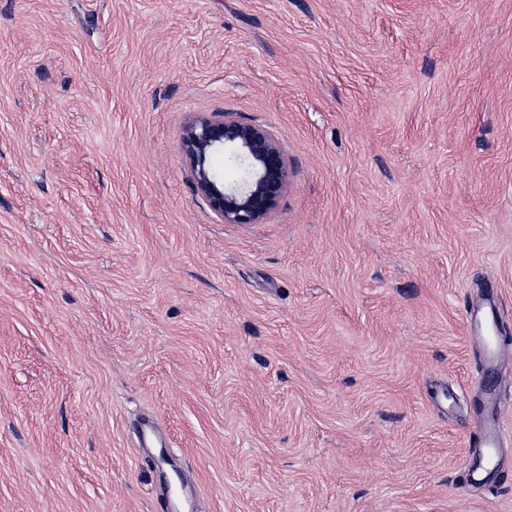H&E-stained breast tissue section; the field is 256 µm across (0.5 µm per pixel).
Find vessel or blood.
<instances>
[{
  "label": "vessel or blood",
  "mask_w": 512,
  "mask_h": 512,
  "mask_svg": "<svg viewBox=\"0 0 512 512\" xmlns=\"http://www.w3.org/2000/svg\"><path fill=\"white\" fill-rule=\"evenodd\" d=\"M465 318L468 335L478 349L479 371L485 384L483 398L472 412L467 481L472 488L488 490L501 483L499 448L512 443V427L504 420L506 408L512 406V393L494 381L501 370L498 332L504 322V309L493 288H483L468 299Z\"/></svg>",
  "instance_id": "b4317fda"
}]
</instances>
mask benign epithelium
I'll use <instances>...</instances> for the list:
<instances>
[{"instance_id": "obj_1", "label": "benign epithelium", "mask_w": 512, "mask_h": 512, "mask_svg": "<svg viewBox=\"0 0 512 512\" xmlns=\"http://www.w3.org/2000/svg\"><path fill=\"white\" fill-rule=\"evenodd\" d=\"M183 152L195 175L196 191L226 224H261L277 207L289 183L288 159L263 125L224 112L198 117L189 127ZM234 158L240 181L226 186L212 169L219 155Z\"/></svg>"}]
</instances>
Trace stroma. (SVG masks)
<instances>
[{
  "mask_svg": "<svg viewBox=\"0 0 512 512\" xmlns=\"http://www.w3.org/2000/svg\"><path fill=\"white\" fill-rule=\"evenodd\" d=\"M290 167L225 224L190 119ZM512 337V0H0V512H512L464 486L465 302ZM182 148L197 192L225 224L263 223L288 188V159L275 136L265 126L241 121L231 112L194 119ZM226 154L244 172L230 186L221 183L211 166L215 156Z\"/></svg>",
  "mask_w": 512,
  "mask_h": 512,
  "instance_id": "stroma-1",
  "label": "stroma"
}]
</instances>
